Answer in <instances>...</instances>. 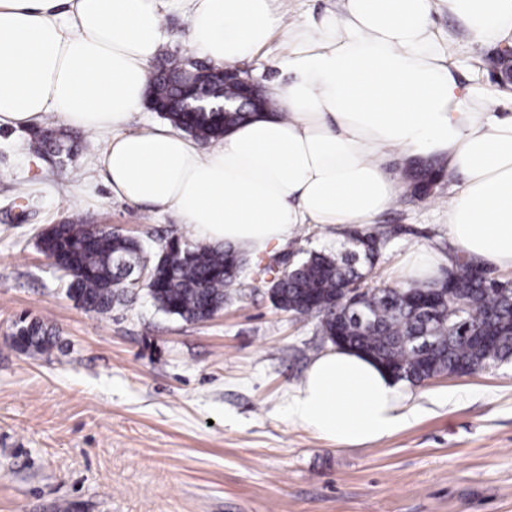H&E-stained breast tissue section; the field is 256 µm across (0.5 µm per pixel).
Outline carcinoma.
Returning <instances> with one entry per match:
<instances>
[{"label":"carcinoma","mask_w":512,"mask_h":512,"mask_svg":"<svg viewBox=\"0 0 512 512\" xmlns=\"http://www.w3.org/2000/svg\"><path fill=\"white\" fill-rule=\"evenodd\" d=\"M198 61L169 59L157 69V97L151 111L203 141H218L248 112H186L179 98L185 73L208 70ZM194 92L209 99L239 98L240 86L211 74ZM37 150L70 157L78 137L52 124L37 132ZM442 164H408L404 195L425 198L442 176ZM393 230H354L334 254L299 251L283 276L268 285L273 304L298 318L313 320L319 333L334 345L363 352L401 380L412 385L442 374L465 375L492 363L512 359V286L500 280H479L473 260L451 256L448 278L424 286L431 305L412 300L409 287L368 282L381 249ZM39 247L54 258L69 277V296L96 315H107L139 284L125 264L143 255L142 244L95 224H53L43 230ZM245 258L237 248L190 243L181 237L166 241L150 260L145 283L159 310L187 322H201L224 308L226 289L239 283ZM361 283L358 308L339 300L346 288ZM26 337L22 350L32 355L56 342L53 326L24 320L15 324Z\"/></svg>","instance_id":"1"}]
</instances>
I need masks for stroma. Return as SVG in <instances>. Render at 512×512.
I'll return each mask as SVG.
<instances>
[{
    "label": "stroma",
    "mask_w": 512,
    "mask_h": 512,
    "mask_svg": "<svg viewBox=\"0 0 512 512\" xmlns=\"http://www.w3.org/2000/svg\"><path fill=\"white\" fill-rule=\"evenodd\" d=\"M464 85L489 84L487 46L441 11ZM280 40L241 71L285 83ZM29 132L0 128V512H512V361L411 386L410 427L343 448L287 419L288 392L329 343L314 321L278 309L261 270L288 249L335 251L336 231L307 225L247 253L224 308L186 322L146 288L107 317L69 298L37 247L50 224L113 227L157 252L197 236L174 213L115 197L85 132L69 160L35 155ZM447 183L379 217L398 226L371 271L397 275L412 247L451 252ZM58 332L42 355L14 348L19 319Z\"/></svg>",
    "instance_id": "stroma-1"
}]
</instances>
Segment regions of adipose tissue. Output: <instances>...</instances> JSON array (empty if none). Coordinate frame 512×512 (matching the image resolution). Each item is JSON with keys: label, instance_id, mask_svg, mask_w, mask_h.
<instances>
[{"label": "adipose tissue", "instance_id": "ef3b65f1", "mask_svg": "<svg viewBox=\"0 0 512 512\" xmlns=\"http://www.w3.org/2000/svg\"><path fill=\"white\" fill-rule=\"evenodd\" d=\"M289 22L273 0H0V127L45 117L107 135L100 157L119 198L179 214L198 235L261 253L298 226L373 224L400 189L385 162L438 156L455 253L512 269V114L463 85L432 14L445 5L472 38L512 45V0H337ZM184 12L187 45L218 66L254 59L275 36L291 80L210 151L165 126L127 130L146 104L164 16ZM449 256L422 248L401 279L422 287ZM410 395L373 359L324 351L289 394L288 420L342 447L410 425Z\"/></svg>", "mask_w": 512, "mask_h": 512}]
</instances>
